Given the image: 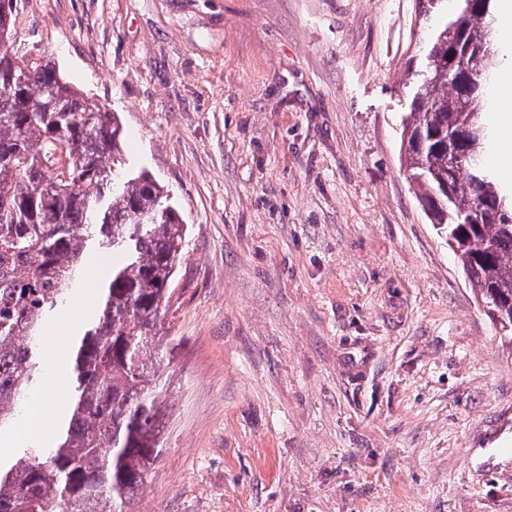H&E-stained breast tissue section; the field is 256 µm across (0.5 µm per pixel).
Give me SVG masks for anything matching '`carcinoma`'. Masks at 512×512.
<instances>
[{
  "label": "carcinoma",
  "instance_id": "obj_1",
  "mask_svg": "<svg viewBox=\"0 0 512 512\" xmlns=\"http://www.w3.org/2000/svg\"><path fill=\"white\" fill-rule=\"evenodd\" d=\"M432 25L417 57L448 59V39L485 48L471 66L488 106L494 76L486 50L495 7L480 0H419ZM14 7L0 14V433L21 428L38 386L49 320L92 250H112L96 306L68 359L71 399L46 444L0 460V512H127L159 450L162 400L153 386L161 312L187 235L171 197L144 171L112 190L126 165L119 115L85 95L51 61L11 48ZM410 116L404 157L418 201L448 238L472 290L512 343V190L484 162L489 127L473 125L472 99L448 68L407 66ZM460 138L448 142V133ZM450 185V194L442 183ZM484 207L477 224L461 215Z\"/></svg>",
  "mask_w": 512,
  "mask_h": 512
}]
</instances>
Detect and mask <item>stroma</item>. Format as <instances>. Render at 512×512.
<instances>
[{"instance_id":"stroma-1","label":"stroma","mask_w":512,"mask_h":512,"mask_svg":"<svg viewBox=\"0 0 512 512\" xmlns=\"http://www.w3.org/2000/svg\"><path fill=\"white\" fill-rule=\"evenodd\" d=\"M415 0H18L188 226L129 512H512V345L404 174Z\"/></svg>"}]
</instances>
